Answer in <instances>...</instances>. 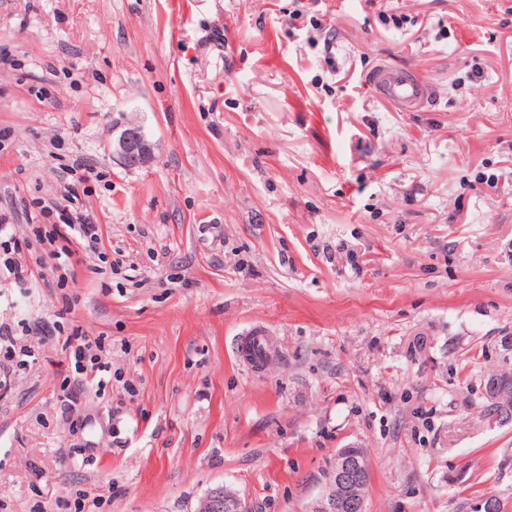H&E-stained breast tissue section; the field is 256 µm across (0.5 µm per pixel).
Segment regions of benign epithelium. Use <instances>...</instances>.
Masks as SVG:
<instances>
[{"label": "benign epithelium", "instance_id": "7a95c632", "mask_svg": "<svg viewBox=\"0 0 512 512\" xmlns=\"http://www.w3.org/2000/svg\"><path fill=\"white\" fill-rule=\"evenodd\" d=\"M112 150L128 168L143 166L150 160L149 145L137 125L124 126L112 139ZM364 471L360 454L339 451L328 484L313 512H365ZM193 512H248V508L237 494L217 486L198 500Z\"/></svg>", "mask_w": 512, "mask_h": 512}]
</instances>
